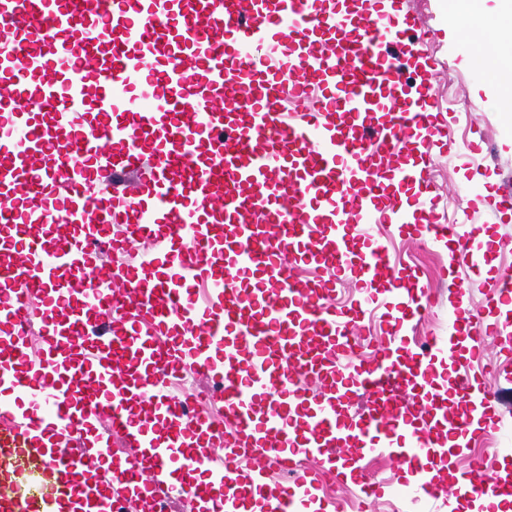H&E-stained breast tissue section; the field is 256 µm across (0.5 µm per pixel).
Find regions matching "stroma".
<instances>
[{"mask_svg": "<svg viewBox=\"0 0 512 512\" xmlns=\"http://www.w3.org/2000/svg\"><path fill=\"white\" fill-rule=\"evenodd\" d=\"M431 33L429 50L442 71L436 86L443 108L454 112L458 120L448 130L455 142L470 136L471 127H480L487 136L485 150L470 168H460L453 157L440 148L430 151L427 169L435 190L441 196L439 210L446 224H476L481 228L477 241L493 261L488 269L470 279L464 298L473 313L483 312L485 293L500 268L512 266V215L493 213L478 207L466 210L459 196L485 193L489 187L512 190V113L499 108V93L489 78L474 64L475 55L456 23L455 0H408ZM374 238H389L392 257L434 291V304L415 320L410 344L417 350L431 352V339L446 335L453 293L454 273L448 272V247L418 235L415 226L393 231L383 224L373 225ZM507 357L500 343H491L482 360L489 366L487 382L499 389L503 402L499 407L503 429L512 431V380L507 379Z\"/></svg>", "mask_w": 512, "mask_h": 512, "instance_id": "35a3bbf8", "label": "stroma"}]
</instances>
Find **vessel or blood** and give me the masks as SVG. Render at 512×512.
Masks as SVG:
<instances>
[{
    "label": "vessel or blood",
    "instance_id": "b4317fda",
    "mask_svg": "<svg viewBox=\"0 0 512 512\" xmlns=\"http://www.w3.org/2000/svg\"><path fill=\"white\" fill-rule=\"evenodd\" d=\"M428 40L406 0H0V225L21 232L0 243V512H169L201 476L220 486L210 512H299L327 475L367 512L384 489L359 462L381 457L415 501L512 496L478 460L451 486L429 477V458L499 432V398L453 368L467 414L411 407L435 376L405 341L430 289L359 240L412 220L486 264L478 226L441 223L404 162L457 153ZM145 241L152 282L122 261ZM383 270L390 331L355 363L336 285L368 305ZM504 306L507 271L487 295ZM502 334L460 301L444 347L478 360ZM187 374L215 391L174 395Z\"/></svg>",
    "mask_w": 512,
    "mask_h": 512
}]
</instances>
